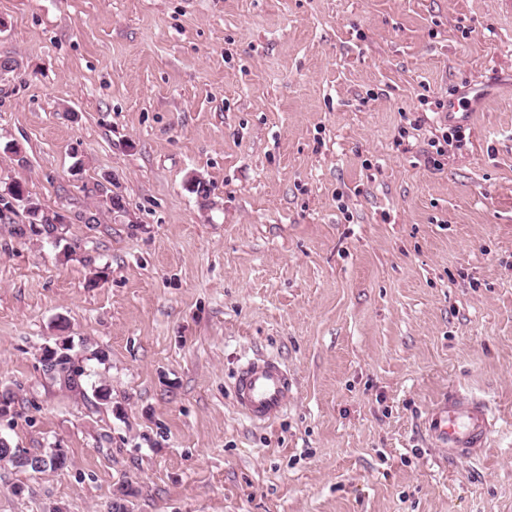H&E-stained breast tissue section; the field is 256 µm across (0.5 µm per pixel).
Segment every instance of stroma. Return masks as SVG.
<instances>
[{"label": "stroma", "instance_id": "1", "mask_svg": "<svg viewBox=\"0 0 512 512\" xmlns=\"http://www.w3.org/2000/svg\"><path fill=\"white\" fill-rule=\"evenodd\" d=\"M0 182L70 216L0 217V512H512V12L502 0H0ZM427 161V103L486 79ZM199 175L208 198L191 193ZM109 185L122 212L85 191ZM98 221L84 223L89 212ZM66 330H59V323ZM111 406L44 375L59 335ZM270 358L286 413H240ZM460 387L501 427L449 458ZM10 191L12 193V198L19 204V206H23V210H26L28 215L32 217V222L30 224H33L32 229L35 232H39L40 230V236L44 235L46 237H54L56 232L58 231V227L56 224L62 223L66 224L68 222V216L61 211L57 212V220L55 224H53L50 220H46L45 212L42 210L39 203L35 202V200L29 195L28 191L26 190L25 186L20 181H15L10 186ZM20 198L26 202V205H21V200L17 199ZM11 201V204L17 205L16 202L9 198ZM34 221H37V224H34ZM41 227H39L38 226ZM293 388V378L281 365L266 359H252L236 373V406L252 420H274L288 407ZM497 419L486 402L459 388L448 390L427 412L423 430L449 458L475 459L486 448ZM0 462L10 463L21 471L32 473H45L57 471L66 465V457L61 450L52 448L50 451L31 455L25 451L15 448L5 439L0 438Z\"/></svg>", "mask_w": 512, "mask_h": 512}]
</instances>
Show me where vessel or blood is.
Instances as JSON below:
<instances>
[{
  "label": "vessel or blood",
  "instance_id": "obj_1",
  "mask_svg": "<svg viewBox=\"0 0 512 512\" xmlns=\"http://www.w3.org/2000/svg\"><path fill=\"white\" fill-rule=\"evenodd\" d=\"M480 87H471L449 100V124L466 126ZM294 380L276 362L253 359L241 366L235 376V401L238 410L253 420L279 418L288 406ZM497 420L486 402L472 393L455 388L438 399L427 412L423 430L434 447L447 450L449 457L475 459L486 448Z\"/></svg>",
  "mask_w": 512,
  "mask_h": 512
}]
</instances>
